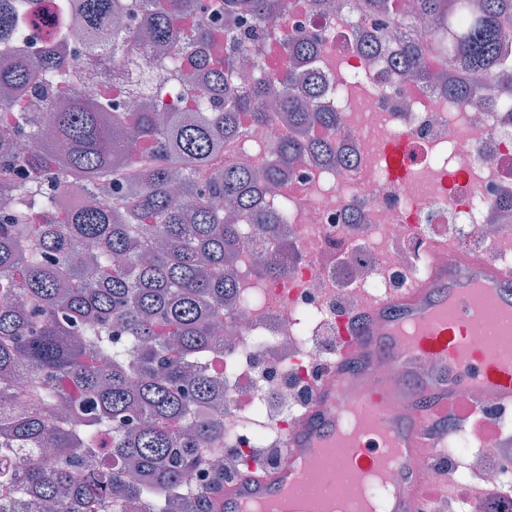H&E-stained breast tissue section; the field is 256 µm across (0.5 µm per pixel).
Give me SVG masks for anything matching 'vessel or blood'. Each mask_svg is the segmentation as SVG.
I'll use <instances>...</instances> for the list:
<instances>
[{
  "mask_svg": "<svg viewBox=\"0 0 512 512\" xmlns=\"http://www.w3.org/2000/svg\"><path fill=\"white\" fill-rule=\"evenodd\" d=\"M428 252L448 253L450 261L430 263L421 277L360 311L358 323L344 322L335 360L283 442L285 463L251 468L226 484L213 512H238L269 495L292 498L301 460L331 446L343 453L327 461L316 487L332 497L349 500L351 484L366 469L383 466L386 448L399 451L391 470L399 493L388 512H426L445 496V486L425 481L419 467L424 449L441 447L446 438L435 423L463 430L474 412H512V349L472 341L481 330L479 296L512 305V267L445 239L431 240ZM390 361L399 362L400 375L383 373ZM463 389L472 394V408L457 402Z\"/></svg>",
  "mask_w": 512,
  "mask_h": 512,
  "instance_id": "vessel-or-blood-1",
  "label": "vessel or blood"
}]
</instances>
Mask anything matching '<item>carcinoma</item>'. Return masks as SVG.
Here are the masks:
<instances>
[{
  "instance_id": "1",
  "label": "carcinoma",
  "mask_w": 512,
  "mask_h": 512,
  "mask_svg": "<svg viewBox=\"0 0 512 512\" xmlns=\"http://www.w3.org/2000/svg\"><path fill=\"white\" fill-rule=\"evenodd\" d=\"M43 0H0V52L22 43L21 22ZM286 0H219L228 20L224 57L203 68L205 84L188 112L152 110L149 80L128 88L140 110L124 112L112 93L87 99L81 77L65 68L62 45L78 28L91 55L121 61L136 38L125 19L140 10L149 65H165L172 48L212 45L217 33L173 23L181 0H70L32 69L37 95L71 86L68 105L43 118L25 113L14 137L0 139V194L19 172L24 196L0 213V492L18 491L21 512H201L184 483L193 469L223 453L221 378L210 370L213 325L233 289L230 252L242 225L272 232L278 221L256 207L265 185L308 152L336 153V141L311 138L336 128L338 113L310 106L311 44L282 39L288 67L252 87L233 88L244 57L261 51L264 32ZM253 17L262 29L239 33ZM400 66L419 79L440 61L449 91L466 104L512 85V0H415ZM29 71L0 72V108L21 109L8 92L26 87ZM277 117L288 126L259 169L217 163L227 141ZM83 185L95 204L57 222L55 190ZM41 213L33 224L28 208ZM52 448L53 466L21 458L24 448Z\"/></svg>"
}]
</instances>
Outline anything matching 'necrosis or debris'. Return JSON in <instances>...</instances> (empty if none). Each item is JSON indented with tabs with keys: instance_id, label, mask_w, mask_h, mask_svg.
Listing matches in <instances>:
<instances>
[{
	"instance_id": "necrosis-or-debris-1",
	"label": "necrosis or debris",
	"mask_w": 512,
	"mask_h": 512,
	"mask_svg": "<svg viewBox=\"0 0 512 512\" xmlns=\"http://www.w3.org/2000/svg\"><path fill=\"white\" fill-rule=\"evenodd\" d=\"M358 0H339L322 13L293 0L277 25L312 43L316 95L341 120L334 132L337 158L302 162L269 193L264 211L281 220L272 234L247 225L231 254L236 292L244 299L224 311L218 337L224 351V467L242 471L244 456L278 442L304 405L324 361L315 339L335 334L342 310L421 276L436 237L512 262V95L493 93L492 108L458 105L442 82L411 80L400 70L406 37L385 28L381 16L360 12ZM60 21L56 0L25 22V58L41 59ZM91 93L126 86L127 67L91 61L79 36L65 53ZM288 129L256 128L249 143L232 142L225 156L260 168ZM409 159L401 175L387 161L392 144ZM279 259V275L261 262ZM460 461L464 483L487 494L465 499L460 512H512V495H493L512 477V416L497 433L452 434L443 449H425Z\"/></svg>"
}]
</instances>
